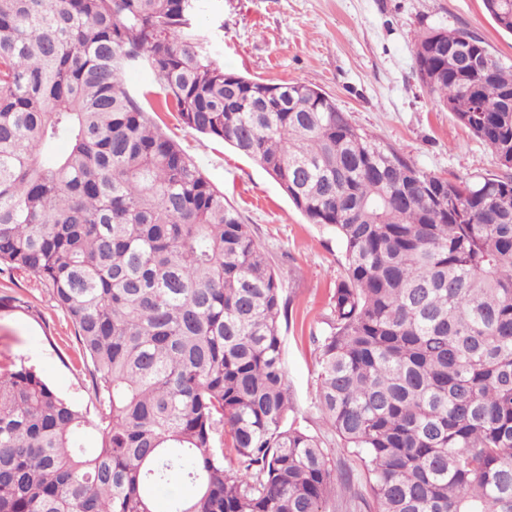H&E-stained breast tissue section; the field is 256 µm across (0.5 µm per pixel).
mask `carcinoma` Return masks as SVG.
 <instances>
[{
  "label": "carcinoma",
  "mask_w": 512,
  "mask_h": 512,
  "mask_svg": "<svg viewBox=\"0 0 512 512\" xmlns=\"http://www.w3.org/2000/svg\"><path fill=\"white\" fill-rule=\"evenodd\" d=\"M483 5L512 34V0ZM202 11L0 0V265L67 313L95 409L31 367L0 372V512H156L182 484L166 512H326L336 496L324 442L290 420L282 284L158 110L339 239L317 403L369 510L512 512V64L464 31L415 36L422 83L507 170L453 182L317 87L224 71ZM465 36L485 69L453 57ZM133 69L153 77L141 99Z\"/></svg>",
  "instance_id": "1"
}]
</instances>
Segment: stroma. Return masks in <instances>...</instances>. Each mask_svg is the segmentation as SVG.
Segmentation results:
<instances>
[{
    "mask_svg": "<svg viewBox=\"0 0 512 512\" xmlns=\"http://www.w3.org/2000/svg\"><path fill=\"white\" fill-rule=\"evenodd\" d=\"M201 21L222 29L215 58L225 71L320 88L354 125L432 174L474 181L499 173L491 150L440 107L414 62V36L425 26L466 31L512 62V35L497 28L483 0H207ZM152 118L239 209L269 257L290 301L283 335L294 415L323 438L337 469L357 470L317 406V339L343 273L338 239L309 223L253 161L184 127L177 113ZM0 297L8 300L0 307V367L33 366L59 395L89 407L80 343L47 289L5 268Z\"/></svg>",
    "mask_w": 512,
    "mask_h": 512,
    "instance_id": "35a3bbf8",
    "label": "stroma"
}]
</instances>
